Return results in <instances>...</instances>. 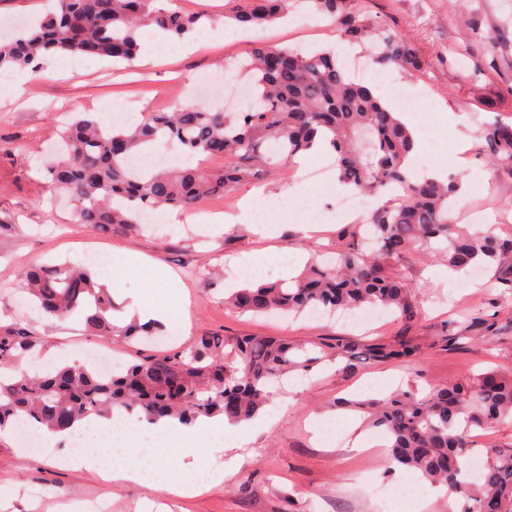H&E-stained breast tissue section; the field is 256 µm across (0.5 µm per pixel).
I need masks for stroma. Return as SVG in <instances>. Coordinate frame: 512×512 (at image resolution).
<instances>
[{
  "label": "stroma",
  "instance_id": "stroma-1",
  "mask_svg": "<svg viewBox=\"0 0 512 512\" xmlns=\"http://www.w3.org/2000/svg\"><path fill=\"white\" fill-rule=\"evenodd\" d=\"M371 19L395 27L417 49L425 75L404 76L371 60L368 46L341 41L327 20L312 26L310 18L278 21L240 40L224 33V0H175L194 12L205 8L214 24L196 30L189 40L164 42L153 27H141V53L154 55L144 67L106 59L59 54L42 68L0 71V87L25 78L26 93L0 103V320L32 322L48 347L111 352L122 364L146 355L188 349L204 336H291L316 340L363 338L390 343L409 331L421 350L417 363L371 362L354 375L322 365L290 375L256 419L250 441L238 450L225 448L221 437L209 438L202 464L223 474L221 483L192 496L155 491L138 483L112 484L85 468L69 466L61 444L52 454L20 456L17 437H0V485L14 496L0 499V512H448L441 499L422 501L429 485L393 468L381 435L362 430L357 413L337 408L341 399L382 398L401 390L428 391L468 372L494 368L512 375V299L501 301L497 337L455 351L445 350L440 336L446 323L463 320L465 311L489 309L501 287L493 271L472 285L464 272L451 273L420 250L397 266L406 280L418 319L405 328L397 314L363 325L346 322L343 313L280 316L238 314L224 306L228 288L283 279L284 266L301 270L311 256L326 257L339 245L343 225L353 215L336 207L345 197L335 176L318 184L302 178V166L328 165L327 154H304L285 163L282 173L243 183L221 197L199 202L200 210L220 209L223 225L193 224L188 213L174 210L170 223L151 224L123 233L103 234L79 224L77 203L51 193L45 163L53 156L60 133L79 112L129 125L146 113L169 111L209 82L234 83L235 62L250 46L335 48L345 71L355 60L366 61L370 87L388 98V83L402 79L413 104L429 101V130L419 133L424 167L466 180L458 198L482 212L481 222L502 237L512 235V172L492 168L479 154L481 125L512 120V0H469L459 15L455 0H364ZM495 33L496 69L475 71L485 55L482 38ZM120 111L105 113L108 103ZM303 184L300 195L285 190ZM252 210H245L246 201ZM321 210L319 230H308L301 216ZM143 256L160 275H177L190 302V326L179 340L108 341L89 335L77 321L39 317L23 302L20 271L35 262H81L98 255L97 276L106 277L113 255ZM268 261L252 273L255 255Z\"/></svg>",
  "mask_w": 512,
  "mask_h": 512
}]
</instances>
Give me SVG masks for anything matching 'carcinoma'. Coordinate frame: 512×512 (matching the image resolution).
I'll use <instances>...</instances> for the list:
<instances>
[{"mask_svg":"<svg viewBox=\"0 0 512 512\" xmlns=\"http://www.w3.org/2000/svg\"><path fill=\"white\" fill-rule=\"evenodd\" d=\"M60 11L31 22L0 41V69L24 68L50 54H80L130 61L138 31L152 26L166 40L183 39L214 21L206 10L186 13L154 7L155 0H59ZM311 10L330 19L339 37L370 42L374 61L408 74L421 70L416 50L402 34L370 20L361 0H308ZM288 0H227L224 20L262 26L286 16ZM238 67L252 75L250 99L240 112L203 103L151 112L136 126H104L85 118L61 134L63 155L47 166L51 191L78 202V223L112 233L141 226L147 209L185 210L200 200L224 195L257 175L272 172L276 157L289 162L322 139L336 156L338 181L372 196L390 195L366 223L340 231L343 246L333 265L309 262L290 284L262 283L238 288L224 305L242 312L301 313L319 309L378 306L398 311L410 325L417 316L409 288L390 265L414 248L437 256L449 269L492 268L501 294L512 298V237L491 231L478 236L455 222L450 203L460 181L409 167L413 130L401 113L387 107L371 88L352 81L331 50L254 48ZM165 142L190 158L224 159V173L201 165L176 170H128V158ZM484 159L512 169V122H496L484 133ZM86 266L32 264L23 269L24 290L46 318H82L95 336H150L154 326L137 321L120 326L112 316L107 289ZM498 322L468 314L440 336L454 350L494 337ZM44 345L31 326L0 324V428L45 426L62 432L81 419L135 411L149 422L175 417L191 423L222 416L239 423L254 418L269 401L272 380L316 363L338 360L353 373L366 360L410 363L418 348L408 336L392 344L337 339L306 346L250 336L201 338L187 352L150 355L103 377L81 364L42 374H15V364ZM363 413L364 426L387 441L390 462L446 489L462 512H512V445L487 456L480 474L466 469L475 448L473 433L512 424V376L489 369L433 387L423 395L396 390L382 400L348 403Z\"/></svg>","mask_w":512,"mask_h":512,"instance_id":"obj_1","label":"carcinoma"}]
</instances>
